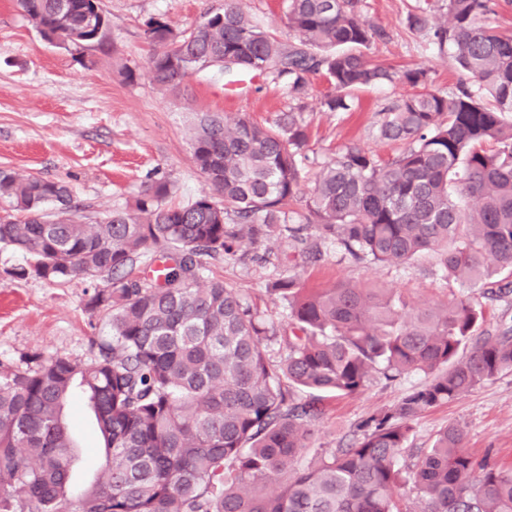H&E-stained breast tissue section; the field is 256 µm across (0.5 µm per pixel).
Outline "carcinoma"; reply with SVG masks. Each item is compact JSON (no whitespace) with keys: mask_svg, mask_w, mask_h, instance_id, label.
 <instances>
[{"mask_svg":"<svg viewBox=\"0 0 512 512\" xmlns=\"http://www.w3.org/2000/svg\"><path fill=\"white\" fill-rule=\"evenodd\" d=\"M40 37L64 49L104 46L99 0H18ZM494 0L417 7L409 25L450 51L456 91L427 87L421 67L385 68L365 50L385 32L361 0H286L284 40L240 0L208 10L189 29L143 23L150 79L179 92L195 74L257 72L303 100L325 75L329 112L351 109L358 89L410 92L378 112L382 159L348 145L300 195L307 143L293 113L268 125L203 113L190 129L205 179L195 200L167 203L152 180L132 210L89 223L68 185L0 168V247L28 256L8 275L48 283L82 278L108 337L84 362L32 354L0 362V512H512V466L476 459L450 424L405 460L420 414L512 371V329L480 337L484 310L471 291L512 290V32L490 22ZM221 200H214V196ZM313 229L351 257L402 264L433 253L463 290L413 308L392 288L309 289L284 275L270 291L288 303V327L264 322L245 296L208 279L207 260L285 232ZM152 246L162 266L136 274ZM505 273L510 281L491 277ZM286 347L278 361L271 342ZM426 381L369 416L359 437L314 447L325 394L363 392L373 373ZM93 416L105 462L74 494L77 444L67 406ZM280 476L276 495L261 487Z\"/></svg>","mask_w":512,"mask_h":512,"instance_id":"obj_1","label":"carcinoma"}]
</instances>
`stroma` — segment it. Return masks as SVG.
I'll return each mask as SVG.
<instances>
[{"label":"stroma","instance_id":"1","mask_svg":"<svg viewBox=\"0 0 512 512\" xmlns=\"http://www.w3.org/2000/svg\"><path fill=\"white\" fill-rule=\"evenodd\" d=\"M424 0H363L367 20L388 33L367 55L386 67H421L431 89L453 91L460 73L447 52L425 33L408 25V15ZM109 20L107 51L89 47L59 49L46 44L24 16L17 0H0V167L21 174L65 182L88 221L114 210L132 209L143 185L166 177L171 200L185 204L204 186L192 158L190 128L196 114L230 116L245 113L260 123L279 113L299 110L308 134L309 157L302 193H309L320 165L346 145L355 144L382 157L401 146L377 139L378 112L403 93L400 85L363 89L351 111L330 112L323 105L332 85L323 75L311 78L305 103L270 77L252 73L233 82L201 73L180 93L160 92L149 76L151 47L142 24L162 17L175 29L190 28L224 0H100ZM130 69L133 79L122 76ZM292 240L279 237L261 243L247 258L224 256L210 264L209 276L239 290L268 320H288V305L268 290L282 272L277 257L293 250ZM319 262L295 267L309 288L349 283L366 288H398L418 307L448 301L459 288L433 271L434 259L397 265L341 258L334 241L320 242ZM23 253L0 248V361L30 354L89 360L90 341L102 335L100 315L90 310L87 281L49 284L37 278L17 279L8 269L24 265ZM416 374L395 383L374 378L362 393L329 396L319 423L317 447L345 446L355 426L367 416L396 403L422 384ZM449 424L464 430V446L477 458L512 464V372L499 375L469 393L422 413L414 423L409 447L426 448L437 431ZM72 431L79 461L72 474L74 490L101 468L103 458L89 410L77 412Z\"/></svg>","mask_w":512,"mask_h":512}]
</instances>
